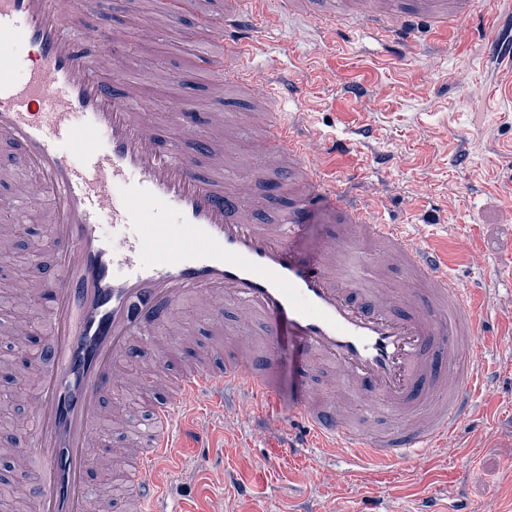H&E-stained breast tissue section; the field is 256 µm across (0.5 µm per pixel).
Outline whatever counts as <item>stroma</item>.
<instances>
[{"label": "stroma", "mask_w": 512, "mask_h": 512, "mask_svg": "<svg viewBox=\"0 0 512 512\" xmlns=\"http://www.w3.org/2000/svg\"><path fill=\"white\" fill-rule=\"evenodd\" d=\"M491 18L486 10L454 28L448 50L416 27L419 47L409 53L396 40L351 28L330 32L319 21L284 15L262 28L252 61L263 76L282 67L301 88L281 111L306 112L309 128L323 134L314 149L327 178L352 169L360 190L385 193V220L446 258L449 272L489 313L472 418L404 465L352 468L340 452H289L299 430L302 369L299 347L285 335L269 414L254 421L215 408L191 418L202 439H182L163 472L164 486L187 512H452L461 504L471 512H512V67L482 54V40L494 34ZM144 56L155 59L143 87L149 119L164 122L174 103L187 99L202 125L225 101L232 118L252 129L225 146L224 162L250 178L239 160L263 130L252 125L237 90L209 87L186 49L163 39L130 37L112 68L122 73ZM355 81L365 92L352 99L344 88ZM332 138L348 150L331 149ZM334 227L325 205L311 204L295 257L312 260Z\"/></svg>", "instance_id": "1"}]
</instances>
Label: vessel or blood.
I'll list each match as a JSON object with an SVG mask.
<instances>
[{
  "label": "vessel or blood",
  "instance_id": "1",
  "mask_svg": "<svg viewBox=\"0 0 512 512\" xmlns=\"http://www.w3.org/2000/svg\"><path fill=\"white\" fill-rule=\"evenodd\" d=\"M259 2L331 26L353 22L383 39L395 33L398 0ZM476 2L416 0L415 13L444 42L449 24L468 21ZM186 16L196 20L197 71L238 89L263 116L256 149L294 198L275 223H257L250 183L224 167V142L238 133L237 122L214 113L206 129L192 131L194 153L185 152L143 117L140 89L151 61L113 77L115 40L84 36L85 0H0V143L35 176L14 208L39 211L58 246L49 276L18 293L25 303L52 296L50 347L21 374L35 419L24 449L40 464L32 489L38 512H183L165 506L158 476L176 446L179 411L232 398L247 415L275 395L274 368L255 370L250 357L247 329L257 321L267 357L282 332L299 342L304 428L291 451L341 446L357 464H405L446 441L473 408L482 376L475 354L488 318L471 305L468 288L402 225L379 219L380 196H350L311 163L304 113L285 119L276 110L296 86L257 78L246 65L259 44L245 0H223L210 13L199 0H152L148 20L178 42ZM228 54L237 64L225 63ZM319 198L340 226L312 262L300 263L293 243ZM147 210L173 221L141 223ZM394 268L402 274L389 289L383 282ZM187 297L216 323L225 305L238 306L232 352L180 331ZM138 343L158 353L146 387L121 366ZM179 352L190 359L175 370L169 363ZM323 366L336 379L328 404L308 381ZM118 386L148 392L150 407L144 431L114 444L101 426L123 430V419L107 412ZM380 417L387 427L377 431ZM99 471L124 479L121 505L98 490Z\"/></svg>",
  "mask_w": 512,
  "mask_h": 512
}]
</instances>
